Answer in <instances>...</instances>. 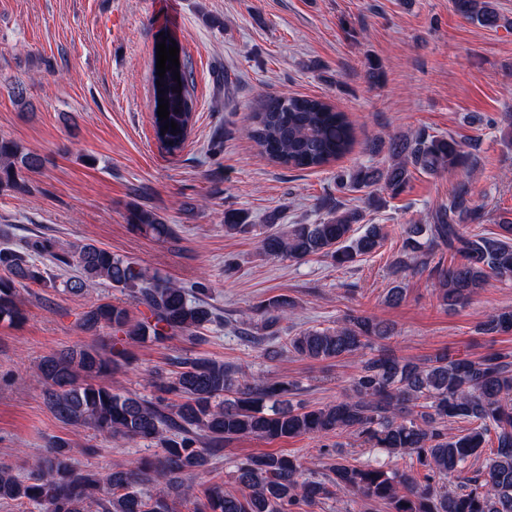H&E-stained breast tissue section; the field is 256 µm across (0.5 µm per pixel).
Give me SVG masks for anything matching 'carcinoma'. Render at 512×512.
<instances>
[{
  "label": "carcinoma",
  "instance_id": "obj_1",
  "mask_svg": "<svg viewBox=\"0 0 512 512\" xmlns=\"http://www.w3.org/2000/svg\"><path fill=\"white\" fill-rule=\"evenodd\" d=\"M456 12L467 21L496 29L505 22L493 0H454ZM180 81L168 92V121L177 129L157 139L170 154L184 148L195 112L194 82L187 62L180 60ZM247 135L268 160L288 169L326 166L350 152L351 124L323 99L288 92L268 94L249 117ZM390 162L383 168L361 166L336 176L341 192L377 188L370 201L382 204V194L400 195L412 174L467 171L476 160L453 136L419 132L394 136L388 142ZM42 166L41 158L18 142L0 136V191H24L28 174ZM363 219L357 208H328L315 224L273 228L278 215L268 217L269 231L260 240L261 252L273 258L302 260L313 254L352 266L374 253L386 237L384 225L370 224L354 235ZM482 215L471 198L469 183L457 184L448 204L436 209L427 224L403 227L411 260L402 269L425 268L435 250L454 252L459 261L433 267L440 299L450 308L463 307L496 276L512 279V217L499 218L498 231L469 234L466 224ZM127 223L135 233L156 241L177 240L174 225L139 203L127 208ZM224 231L250 234L241 210L224 212ZM48 254L75 268L76 274L57 284L33 255ZM37 284L80 294L105 284L131 297L144 308L137 319L122 304L101 302L84 312L80 326L87 331L109 329L117 334L108 350L95 344L62 349L43 357L39 365L43 397L61 421L89 428L115 440L155 443L150 457L137 458L106 473L81 467L70 444L53 439L21 477L0 466V502L29 504L39 512H175L176 500L192 496L193 480L224 445L242 437L266 441L300 436L322 437L340 432L387 454L409 456L427 470L419 482L399 470H389L375 458L362 465L341 461L331 475L314 477L305 462L285 454L246 455L235 461L233 478L238 493L224 492L213 483L202 491L194 512H293L304 503L360 496L379 502L387 512H512V353L494 351L479 359L455 358L441 351L426 363L396 356L383 341L393 327L375 316L344 317L334 328L304 329L288 337V351L302 359L324 361L353 356L368 346L376 354L361 363L348 390L329 405L293 402L294 382L248 379L239 368L209 358L171 359L174 370L147 373L152 397L128 396L103 378L130 364V343H164L176 336L199 338L201 331L220 322L206 297L205 279L185 286L137 260L91 242L80 241L61 253L54 240L39 236L16 248L0 231V318L24 319L20 290ZM294 302L271 298L256 311L262 328L270 330L293 312ZM484 334L512 333V308H502L481 322ZM471 424L468 432L448 437V421ZM497 446L483 467L457 490L444 480L470 468L490 433Z\"/></svg>",
  "mask_w": 512,
  "mask_h": 512
}]
</instances>
